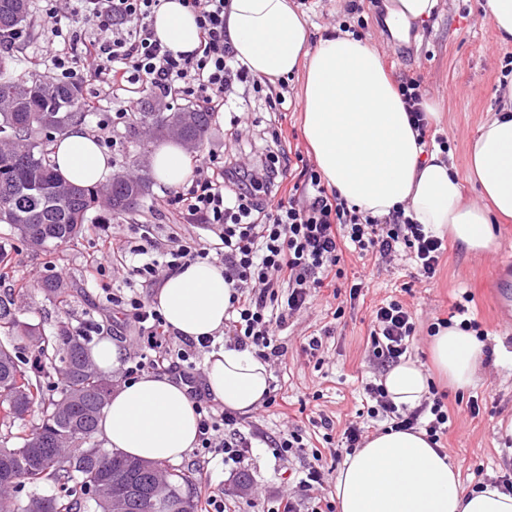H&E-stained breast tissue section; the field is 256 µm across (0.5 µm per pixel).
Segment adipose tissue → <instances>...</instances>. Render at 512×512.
I'll use <instances>...</instances> for the list:
<instances>
[{
	"label": "adipose tissue",
	"instance_id": "obj_1",
	"mask_svg": "<svg viewBox=\"0 0 512 512\" xmlns=\"http://www.w3.org/2000/svg\"><path fill=\"white\" fill-rule=\"evenodd\" d=\"M439 0H384L381 23L408 41L413 26L431 19ZM154 29L167 49L188 53L199 45L195 15L181 0H163ZM224 33L237 60L261 80L277 83L303 71V135L326 182L348 206L377 218L404 209L417 223L466 250L496 247L492 218L512 219V90L484 121L468 148L467 177L481 204L463 203L460 181L447 156L424 154L405 105L379 55L355 33L340 31L310 45L293 0H231ZM55 165L67 181L102 183L112 158L85 126L72 125L53 145ZM156 181L182 185L191 175L180 145L154 151ZM231 286L206 261L166 274L156 303L168 325L192 339L224 330ZM436 370L451 387L468 389L483 357L482 345L458 327L439 329L430 346ZM268 365L247 349L219 348L206 362L205 390L225 409L247 413L269 393ZM383 384L395 405L416 407L428 392L427 374L406 359ZM107 447L144 460L175 461L195 447L198 416L186 389L151 373L122 383L99 422ZM338 512H512V493L493 484L465 489L444 449L425 431L378 430L348 455L336 477Z\"/></svg>",
	"mask_w": 512,
	"mask_h": 512
}]
</instances>
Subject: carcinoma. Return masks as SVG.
I'll return each instance as SVG.
<instances>
[{"label": "carcinoma", "mask_w": 512, "mask_h": 512, "mask_svg": "<svg viewBox=\"0 0 512 512\" xmlns=\"http://www.w3.org/2000/svg\"><path fill=\"white\" fill-rule=\"evenodd\" d=\"M28 0H0V35L28 21ZM0 223L32 244L59 247L82 235L95 202L89 188L65 181L50 160L51 135L86 117L78 86L47 84L33 75L0 78ZM183 122L187 137L202 142L211 113L187 108L157 121L156 135L168 134L173 122ZM149 177L128 182L113 177L104 197L116 215L140 206ZM12 297H0V330L25 336L59 375L56 395L45 397L41 382L18 364L15 349L0 344V467L11 471L14 485L53 482L64 488L59 496L33 497L24 502L0 496V512H112V478L134 475L147 480L157 473L182 489L167 512H198L192 479L172 473L162 461L129 458L99 442L98 421L109 401L111 383L93 368L86 340L67 332L44 336L19 319ZM24 412L40 410V423L26 433H13Z\"/></svg>", "instance_id": "cac0c4a2"}]
</instances>
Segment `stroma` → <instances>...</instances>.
Wrapping results in <instances>:
<instances>
[{"label":"stroma","mask_w":512,"mask_h":512,"mask_svg":"<svg viewBox=\"0 0 512 512\" xmlns=\"http://www.w3.org/2000/svg\"><path fill=\"white\" fill-rule=\"evenodd\" d=\"M482 3L439 0L435 15L413 31L407 43L390 38L380 23V7L370 2L363 12L352 15L346 12L347 0H307L303 11L311 42L348 25L377 49L391 79L404 74L421 78L425 100L439 114L432 120L429 133L447 139L452 163L465 178L467 143L480 123L497 111L498 88L504 78H512V43L499 42ZM28 22L30 38L23 48L26 61L9 64L7 75L33 70L31 60L49 22L43 0H29ZM285 83L293 106L281 114L241 113L238 130L243 139L256 142L253 149L243 151V160L259 167L266 162V148L258 139V124L270 123L281 129L282 146L291 159L285 176L292 184L299 181L302 169L315 167L316 162L302 131V77L289 76ZM80 87L84 99L100 100L99 111L89 113L84 125L99 139L110 140L114 172L137 174L149 166L150 150L159 145V138H152L143 149L130 137L126 124L101 127V120L124 107V100L106 93L104 86L90 77L81 81ZM174 195V188L151 182L138 211L125 216L114 215L104 201H97L89 213L92 226L77 240L51 253L0 224V295H14L20 319L39 325L49 336L63 329L75 334L86 325H98L92 342L112 337L126 352L125 368L132 366L143 353L144 344L130 313L112 302L113 295L127 292V273L109 269L97 275L94 264L101 258L103 246L94 226L110 220L129 246L162 256L172 248L173 237L200 233L199 228L181 223ZM139 224L151 226L150 236L143 238L136 233ZM494 232L496 247L481 254L469 253L460 244L445 240L446 250L431 280L418 279L406 252L391 261L372 253L347 257L344 275L336 281L337 294L326 289L313 292L306 308L290 318L279 333L287 352L282 360L268 363L269 382L275 387L277 401L269 408L256 407L239 427L241 435L252 443L247 459L238 464L228 462L223 452L214 449L203 465L197 464L191 453L173 461V468L193 474L197 499L221 489L233 499L237 512H273L278 500L289 494L297 499L300 512H311L310 500L298 481L313 461V447L325 445L323 428H316L308 447L293 449L281 458L266 440L284 430L285 414L301 411L328 416L337 434L352 422L370 425V418L361 414L363 387L381 378L382 372L369 351L368 337L376 305L393 299L407 307L416 324L409 358L430 370L431 381L446 395L448 432L441 446L459 466L465 488H472L480 479L493 481L512 474V449L504 444L512 435V322L497 316L490 296L496 261L504 253H512V220L496 224ZM45 277L60 279L67 291L65 302L49 300L32 289L33 281ZM357 278L364 286L353 296L349 290ZM465 293L472 297L468 316L479 323L490 358L480 365L474 386L459 391L431 371L430 327L449 318ZM313 336L322 342L314 356L303 350ZM473 401L480 407L475 417L469 409Z\"/></svg>","instance_id":"stroma-1"}]
</instances>
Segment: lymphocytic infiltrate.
I'll return each mask as SVG.
<instances>
[{"instance_id": "1", "label": "lymphocytic infiltrate", "mask_w": 512, "mask_h": 512, "mask_svg": "<svg viewBox=\"0 0 512 512\" xmlns=\"http://www.w3.org/2000/svg\"><path fill=\"white\" fill-rule=\"evenodd\" d=\"M52 25L43 42V68L38 76L54 83L74 78L69 65L75 46L95 73L106 74L113 91L150 89L156 95L172 94L200 102L206 112H247L253 99L263 100L266 111L280 112L283 92H265L235 58L224 39V13L230 0H184L191 8L201 33L197 50L173 55L155 36L154 14L162 0H73L59 9V0H46ZM84 13L93 20L94 33L82 39L72 21ZM277 151L259 173H248L237 160L211 157L194 168L186 193L179 196L186 223L212 231L216 242L196 237L179 240L167 260L154 258L141 248L125 249L110 224L95 225V232L112 247V256L129 267L131 276L145 283H159L164 274L181 266L207 260L224 270L232 286L224 336L235 346L249 348L262 360L285 356L277 333L295 312L306 306L312 289L335 281L344 254L372 252L390 259L402 250L415 258L418 276L434 278L444 254L441 238L405 216L403 210L379 219L348 209L336 190L330 189L314 170H305L302 188H285V150L281 135L272 132ZM132 319L145 334V351L129 367V374L151 369H176L192 378L199 342L182 338L172 346V333L155 306L136 296L123 300ZM415 324L399 301L380 305L370 334L374 359L391 366L406 358ZM370 418L389 420L392 430L413 431L424 427L430 443H438L448 430V412L442 394L424 398L413 409H398L383 385L366 383ZM199 440L211 448L217 434L234 429L236 412L197 400Z\"/></svg>"}]
</instances>
